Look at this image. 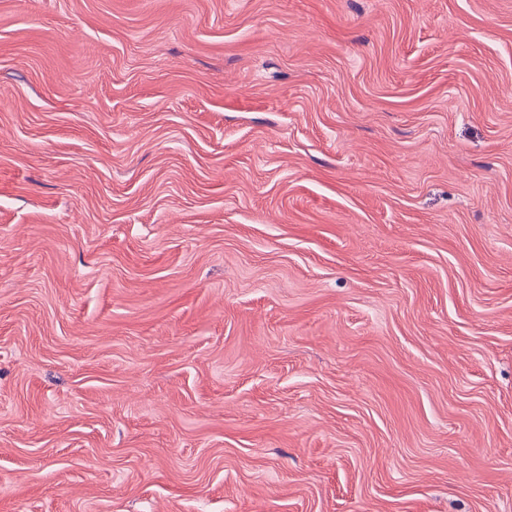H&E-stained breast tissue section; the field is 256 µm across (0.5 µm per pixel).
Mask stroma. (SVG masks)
Segmentation results:
<instances>
[{"mask_svg": "<svg viewBox=\"0 0 512 512\" xmlns=\"http://www.w3.org/2000/svg\"><path fill=\"white\" fill-rule=\"evenodd\" d=\"M0 512H512V0H0Z\"/></svg>", "mask_w": 512, "mask_h": 512, "instance_id": "1", "label": "stroma"}]
</instances>
